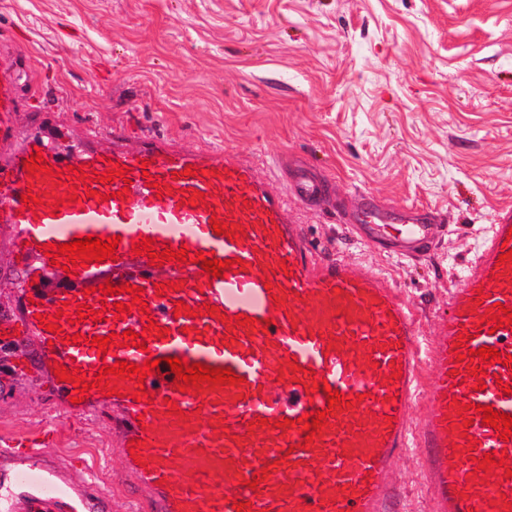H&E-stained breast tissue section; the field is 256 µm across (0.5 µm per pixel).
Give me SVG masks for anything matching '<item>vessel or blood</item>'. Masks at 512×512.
<instances>
[{
  "instance_id": "b4317fda",
  "label": "vessel or blood",
  "mask_w": 512,
  "mask_h": 512,
  "mask_svg": "<svg viewBox=\"0 0 512 512\" xmlns=\"http://www.w3.org/2000/svg\"><path fill=\"white\" fill-rule=\"evenodd\" d=\"M22 60L0 61V141L13 151L0 163V224L8 225L14 251L29 268L15 320L23 333L39 337L38 360L79 370L96 381L102 367L116 362L143 364L159 360V370L144 380L147 401L130 392L108 396L86 391L81 403L72 384L57 385L56 401L78 411L106 409L112 429L122 442L128 470L143 487V498L132 500L130 512H233L231 501L249 503L252 512H386L395 495L389 475L405 449L416 448L426 480L430 512H497L499 498L512 502V478L500 484L467 483L474 459L497 452L512 462V437L500 439L497 430L482 422L476 405L512 416V393L499 385L512 383V366L483 363L484 389H477L465 362L456 360L459 334L471 332L466 348H497L512 355V325L495 332L479 328L478 315L469 311L474 300L483 307L494 303L512 307V275L497 264L512 233V209L498 211L474 258L464 267L461 285L453 289L448 312L439 319L438 339L427 357L418 352V324L414 311L382 274L362 271L345 259L322 255L303 225L288 214L289 199L312 208L332 206L324 181L304 169L291 172L288 194H280L256 177L252 162L214 150L173 146L154 134L129 145L124 132L90 130L71 151H62L58 135L19 139L15 116L20 110L19 80ZM108 148H101V141ZM42 153L45 165L61 171L62 182L75 178L74 167L85 173L72 204L47 212L42 205H25L26 193L41 195L46 183H28L24 162ZM118 164L124 178L96 182L95 174ZM197 175L184 174L186 165ZM167 183L173 195L158 196L157 185ZM203 192L205 203H184L182 192ZM242 224L243 241L230 242L213 233L211 216ZM348 231L368 247L418 260L430 255L440 227L431 211L394 208L371 200L354 209H341ZM119 237L115 259L70 268L58 277L57 267L42 251L43 244L70 243L84 237ZM150 238L157 245L190 252H211L221 260H245L244 268L225 278L207 275L201 265L164 262L152 265L148 255H136L133 244ZM271 270L273 284L291 292L285 309H277L262 275ZM184 282L180 291L157 294V284ZM111 283L113 294L99 292ZM142 288L143 307L118 314L117 303L131 304L123 284ZM194 309L191 317L175 316L177 302ZM218 306L222 316L244 314L271 319L267 331L238 330L226 342L221 319L199 315L203 305ZM104 312L105 321L79 317L78 309ZM56 318L57 332L44 319ZM169 328L165 339L149 338L147 321ZM138 333L141 347H111L99 352L90 341L125 331ZM83 341H75V334ZM340 338V349L328 352L330 339ZM170 357L228 368L245 378L242 387L226 386L194 396L174 389ZM301 365L299 373L280 372L284 360ZM400 379H392L394 369ZM433 379L423 383V372ZM322 379L342 394H362L357 409L334 413L331 429L316 450L300 447L298 431L270 429L257 417L297 419L313 410H325L323 392L308 394L313 379ZM424 392L429 410L418 431H411L408 413L417 392ZM192 413V431H185L167 413L168 401ZM468 404L465 416L449 414L452 401ZM471 419L459 432L461 418ZM145 443L140 454L145 465L129 456V444ZM295 452L284 453L286 444ZM471 446V454H454V447ZM273 467L257 489L246 479L262 461Z\"/></svg>"
}]
</instances>
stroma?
Wrapping results in <instances>:
<instances>
[{
    "mask_svg": "<svg viewBox=\"0 0 512 512\" xmlns=\"http://www.w3.org/2000/svg\"><path fill=\"white\" fill-rule=\"evenodd\" d=\"M27 57L20 136L53 127L150 131L248 157L280 193L283 166L309 164L335 200L371 195L446 218L411 261L344 234L333 210L290 209L325 255L384 273L422 314L425 340L497 211L512 207V0H0V44ZM28 271L0 232V318ZM38 339L0 349V486L37 512L11 437L116 512L140 492L112 415L57 410ZM388 512H429L418 456L392 473Z\"/></svg>",
    "mask_w": 512,
    "mask_h": 512,
    "instance_id": "35a3bbf8",
    "label": "stroma"
}]
</instances>
